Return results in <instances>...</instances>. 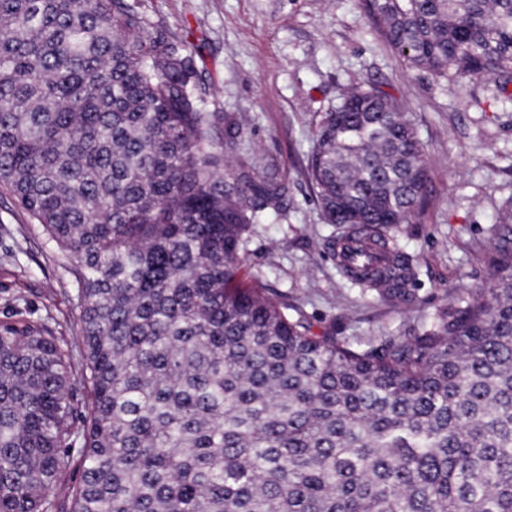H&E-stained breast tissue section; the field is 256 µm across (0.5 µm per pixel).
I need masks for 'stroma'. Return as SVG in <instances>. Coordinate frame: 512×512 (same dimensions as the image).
<instances>
[{"instance_id": "stroma-1", "label": "stroma", "mask_w": 512, "mask_h": 512, "mask_svg": "<svg viewBox=\"0 0 512 512\" xmlns=\"http://www.w3.org/2000/svg\"><path fill=\"white\" fill-rule=\"evenodd\" d=\"M148 33L185 41L209 87L205 108L239 129L234 164L273 165L285 185L248 243L246 279L299 306L317 327L358 341L410 336L446 299L489 286V241L512 242V103L489 79L449 82L407 67L362 0H137ZM406 106L425 146L427 205L390 237L415 256L417 302L404 309L362 297L326 247L307 159L324 112L353 86ZM74 258L0 186V321L44 322L84 362Z\"/></svg>"}]
</instances>
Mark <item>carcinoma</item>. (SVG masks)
I'll return each instance as SVG.
<instances>
[{"instance_id":"cac0c4a2","label":"carcinoma","mask_w":512,"mask_h":512,"mask_svg":"<svg viewBox=\"0 0 512 512\" xmlns=\"http://www.w3.org/2000/svg\"><path fill=\"white\" fill-rule=\"evenodd\" d=\"M364 4L409 67L512 101V0ZM145 25L135 0H0V183L76 261L85 355L0 323V512H512V251L377 343L240 287L284 186L227 159L185 43ZM307 173L341 274L411 305L387 231L429 176L396 99L342 92Z\"/></svg>"}]
</instances>
